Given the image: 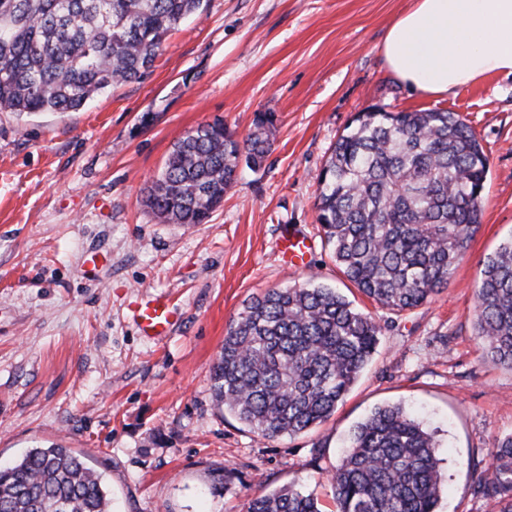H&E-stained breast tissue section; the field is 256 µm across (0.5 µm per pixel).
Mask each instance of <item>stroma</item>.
<instances>
[{
  "label": "stroma",
  "mask_w": 512,
  "mask_h": 512,
  "mask_svg": "<svg viewBox=\"0 0 512 512\" xmlns=\"http://www.w3.org/2000/svg\"><path fill=\"white\" fill-rule=\"evenodd\" d=\"M412 0H207L164 42L143 80L76 112H0V463L61 446L103 475L113 512H246L295 485L334 512L329 472L376 407L417 412L445 477L438 512H494L473 486L512 434V370L476 334L480 263L512 237V77L446 98L411 91L382 54ZM444 108L488 157L483 213L446 288L394 313L336 265L315 206L336 139L359 112ZM277 118L261 168L237 179L204 224H163L145 189L174 143L224 120L246 136ZM313 242L283 267V225ZM111 257L92 278V253ZM337 289L381 324L377 353L335 413L296 436L260 439L211 396L210 371L249 297L307 280ZM163 293L177 320L141 336L135 301ZM223 477V493L212 490Z\"/></svg>",
  "instance_id": "obj_1"
}]
</instances>
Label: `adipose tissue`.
Wrapping results in <instances>:
<instances>
[{"instance_id":"obj_1","label":"adipose tissue","mask_w":512,"mask_h":512,"mask_svg":"<svg viewBox=\"0 0 512 512\" xmlns=\"http://www.w3.org/2000/svg\"><path fill=\"white\" fill-rule=\"evenodd\" d=\"M382 51L407 87L435 97L492 74L512 76V0H412Z\"/></svg>"}]
</instances>
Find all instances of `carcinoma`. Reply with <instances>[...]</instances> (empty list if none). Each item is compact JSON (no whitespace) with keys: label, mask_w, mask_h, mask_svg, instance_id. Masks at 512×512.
I'll use <instances>...</instances> for the list:
<instances>
[{"label":"carcinoma","mask_w":512,"mask_h":512,"mask_svg":"<svg viewBox=\"0 0 512 512\" xmlns=\"http://www.w3.org/2000/svg\"><path fill=\"white\" fill-rule=\"evenodd\" d=\"M203 0H0V112H71L138 82ZM275 114L257 113L240 138L216 119L173 146L145 203L168 224H203L240 162L269 153ZM488 157L475 130L442 109L371 107L332 148L318 221L337 266L364 296L411 311L447 285L481 223ZM477 335L486 357L512 369V238L482 261ZM382 327L332 288L311 282L251 298L224 336L210 375L216 406L262 439L327 420L367 365ZM433 434L400 406L357 424L330 474L337 512H436L443 475ZM512 512V434L497 441L473 489ZM0 512H112L103 477L62 447L0 465ZM248 512H321L283 486Z\"/></svg>","instance_id":"obj_1"}]
</instances>
